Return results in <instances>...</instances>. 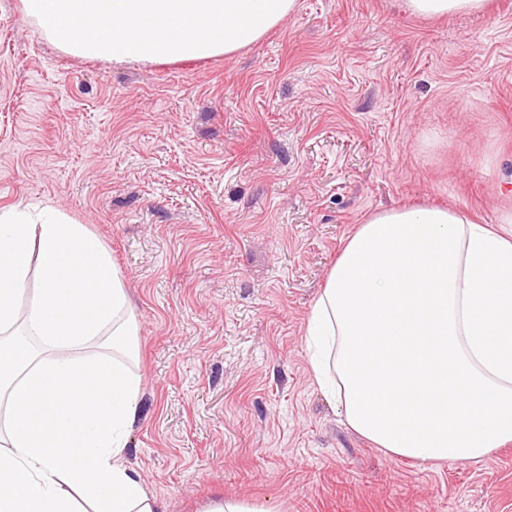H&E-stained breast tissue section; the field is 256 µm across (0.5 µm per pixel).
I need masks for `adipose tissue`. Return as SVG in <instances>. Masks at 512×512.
Segmentation results:
<instances>
[{"label":"adipose tissue","instance_id":"ef3b65f1","mask_svg":"<svg viewBox=\"0 0 512 512\" xmlns=\"http://www.w3.org/2000/svg\"><path fill=\"white\" fill-rule=\"evenodd\" d=\"M306 334L317 382L386 452L473 462L512 442V213L498 227L428 205L372 214ZM137 354L100 239L50 206L0 209V512H157L124 457Z\"/></svg>","mask_w":512,"mask_h":512}]
</instances>
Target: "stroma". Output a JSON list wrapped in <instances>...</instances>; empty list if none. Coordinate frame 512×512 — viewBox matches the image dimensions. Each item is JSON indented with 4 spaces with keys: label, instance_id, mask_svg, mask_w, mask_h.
I'll use <instances>...</instances> for the list:
<instances>
[{
    "label": "stroma",
    "instance_id": "35a3bbf8",
    "mask_svg": "<svg viewBox=\"0 0 512 512\" xmlns=\"http://www.w3.org/2000/svg\"><path fill=\"white\" fill-rule=\"evenodd\" d=\"M297 0L239 53L72 55L0 0V208L86 224L132 302L142 380L126 461L160 512H512V443L419 463L317 383L311 307L373 213L512 209V0L425 19Z\"/></svg>",
    "mask_w": 512,
    "mask_h": 512
}]
</instances>
